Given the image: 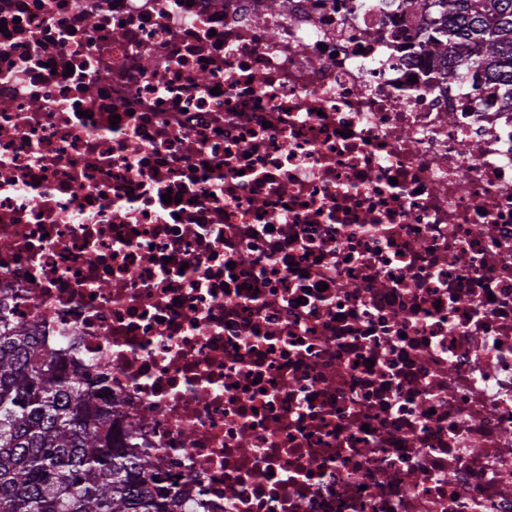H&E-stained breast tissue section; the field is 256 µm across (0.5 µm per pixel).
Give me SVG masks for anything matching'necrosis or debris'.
I'll return each instance as SVG.
<instances>
[{"instance_id": "necrosis-or-debris-1", "label": "necrosis or debris", "mask_w": 512, "mask_h": 512, "mask_svg": "<svg viewBox=\"0 0 512 512\" xmlns=\"http://www.w3.org/2000/svg\"><path fill=\"white\" fill-rule=\"evenodd\" d=\"M423 27L0 0V307L176 512H512V104Z\"/></svg>"}]
</instances>
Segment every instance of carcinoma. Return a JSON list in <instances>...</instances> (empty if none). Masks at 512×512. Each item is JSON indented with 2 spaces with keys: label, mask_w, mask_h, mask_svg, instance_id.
<instances>
[{
  "label": "carcinoma",
  "mask_w": 512,
  "mask_h": 512,
  "mask_svg": "<svg viewBox=\"0 0 512 512\" xmlns=\"http://www.w3.org/2000/svg\"><path fill=\"white\" fill-rule=\"evenodd\" d=\"M434 18L444 78L480 67L512 84V0H408ZM31 324L0 313V512H172L154 490V464L114 434L100 391L70 376L62 353Z\"/></svg>",
  "instance_id": "cac0c4a2"
}]
</instances>
